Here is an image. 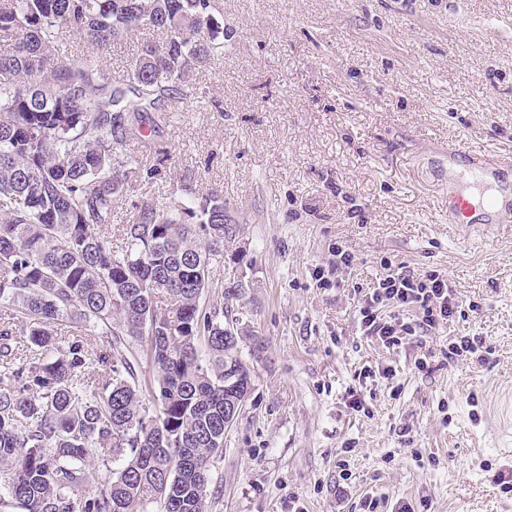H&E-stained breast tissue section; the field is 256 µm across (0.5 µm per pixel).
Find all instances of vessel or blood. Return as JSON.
Returning a JSON list of instances; mask_svg holds the SVG:
<instances>
[{"label": "vessel or blood", "instance_id": "vessel-or-blood-1", "mask_svg": "<svg viewBox=\"0 0 512 512\" xmlns=\"http://www.w3.org/2000/svg\"><path fill=\"white\" fill-rule=\"evenodd\" d=\"M448 158L459 163V181L448 185V221L480 227L504 220L512 211V185L497 173L512 168V158L476 153L462 143L448 150Z\"/></svg>", "mask_w": 512, "mask_h": 512}]
</instances>
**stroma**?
Segmentation results:
<instances>
[{"label": "stroma", "mask_w": 512, "mask_h": 512, "mask_svg": "<svg viewBox=\"0 0 512 512\" xmlns=\"http://www.w3.org/2000/svg\"><path fill=\"white\" fill-rule=\"evenodd\" d=\"M220 7L224 55L191 75L197 99L156 138L157 171L114 202L109 234L121 250L133 204H174L186 177L222 194L234 225L214 276L252 282L244 318L268 346L207 512H363L367 494L379 512H512L495 481L512 467V222L448 221L449 145L512 154V0ZM161 38L117 37L113 76ZM338 245L356 264L344 287H317ZM386 260L447 273L463 315L395 350L360 336L352 286ZM459 336L490 355L448 363Z\"/></svg>", "instance_id": "1"}]
</instances>
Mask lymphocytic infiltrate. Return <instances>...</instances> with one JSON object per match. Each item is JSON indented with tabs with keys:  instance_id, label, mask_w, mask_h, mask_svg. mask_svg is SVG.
I'll return each mask as SVG.
<instances>
[{
	"instance_id": "lymphocytic-infiltrate-1",
	"label": "lymphocytic infiltrate",
	"mask_w": 512,
	"mask_h": 512,
	"mask_svg": "<svg viewBox=\"0 0 512 512\" xmlns=\"http://www.w3.org/2000/svg\"><path fill=\"white\" fill-rule=\"evenodd\" d=\"M383 267L373 286L354 289L363 336L394 350L406 337L428 335L457 316L460 305L446 273H415L389 261Z\"/></svg>"
}]
</instances>
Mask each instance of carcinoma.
I'll return each mask as SVG.
<instances>
[{
  "label": "carcinoma",
  "mask_w": 512,
  "mask_h": 512,
  "mask_svg": "<svg viewBox=\"0 0 512 512\" xmlns=\"http://www.w3.org/2000/svg\"><path fill=\"white\" fill-rule=\"evenodd\" d=\"M218 0H0V470L18 512H206L224 411L252 382L239 345L260 358L266 339L224 335L245 286L213 277L232 240L224 197L134 205L112 250V200L132 190L149 144L194 95L190 73L224 53ZM158 30L122 80L105 54L122 34ZM91 46L76 59L65 36ZM218 289L209 308L203 297ZM88 332L60 345L51 325ZM28 337L35 357L14 352ZM93 336L116 352L94 354ZM156 372L155 411L141 400L136 359ZM104 366L96 371L93 362ZM115 467L88 489L85 462Z\"/></svg>",
  "instance_id": "cac0c4a2"
}]
</instances>
